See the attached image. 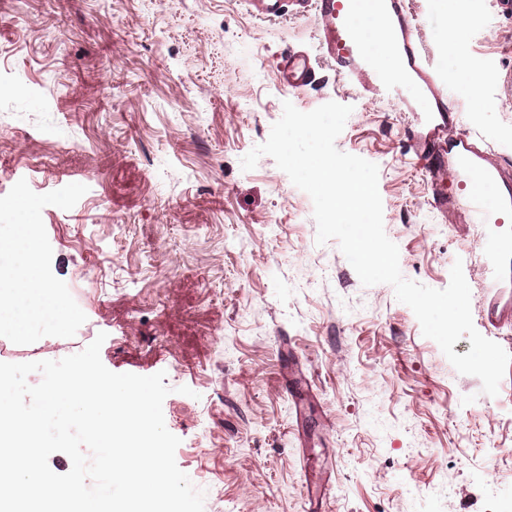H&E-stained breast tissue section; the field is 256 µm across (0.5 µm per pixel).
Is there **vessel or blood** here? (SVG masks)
I'll list each match as a JSON object with an SVG mask.
<instances>
[{"mask_svg": "<svg viewBox=\"0 0 512 512\" xmlns=\"http://www.w3.org/2000/svg\"><path fill=\"white\" fill-rule=\"evenodd\" d=\"M252 15L277 21L287 12L312 13L316 48L343 80H360L364 91L382 99L404 100L408 86L418 90L408 105L421 133L414 145L431 182L433 211L455 209L466 223L483 229L480 257L485 293V324L499 327L512 320V309L498 299L512 290V172L480 134L461 128L462 98L476 96L465 76L442 82L422 52L409 21L406 0H246ZM375 12L389 39L395 68L377 66L367 54L360 33L351 25L355 11ZM315 70L308 52L289 49L278 71L279 83L299 90L313 83Z\"/></svg>", "mask_w": 512, "mask_h": 512, "instance_id": "obj_1", "label": "vessel or blood"}]
</instances>
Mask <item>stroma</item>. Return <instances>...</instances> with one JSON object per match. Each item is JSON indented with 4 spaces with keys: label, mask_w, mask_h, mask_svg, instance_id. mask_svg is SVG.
Here are the masks:
<instances>
[{
    "label": "stroma",
    "mask_w": 512,
    "mask_h": 512,
    "mask_svg": "<svg viewBox=\"0 0 512 512\" xmlns=\"http://www.w3.org/2000/svg\"><path fill=\"white\" fill-rule=\"evenodd\" d=\"M433 65L457 71L448 14L409 0ZM462 54L492 68L463 129L512 169V0H461ZM315 22H264L243 0H0V239L31 208L44 280L67 326L0 362L59 360L106 333L115 373L165 372L176 464L204 512H501L512 502V368L497 396L459 374L391 285L363 286L337 241L316 242L311 197L273 158L242 170L284 102L352 106L340 151L379 169L387 236L406 279L446 288L465 249L474 325L486 328L477 228L436 217L395 103L358 95L324 58L282 88L288 48ZM310 389H283L292 366ZM189 394H181V387Z\"/></svg>",
    "instance_id": "35a3bbf8"
}]
</instances>
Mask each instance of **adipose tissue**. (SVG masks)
Listing matches in <instances>:
<instances>
[{"label": "adipose tissue", "mask_w": 512, "mask_h": 512, "mask_svg": "<svg viewBox=\"0 0 512 512\" xmlns=\"http://www.w3.org/2000/svg\"><path fill=\"white\" fill-rule=\"evenodd\" d=\"M28 215V207H21L12 236L0 241V330L21 341L34 323L62 326L73 317L72 309L46 283L31 257L36 239Z\"/></svg>", "instance_id": "obj_1"}]
</instances>
